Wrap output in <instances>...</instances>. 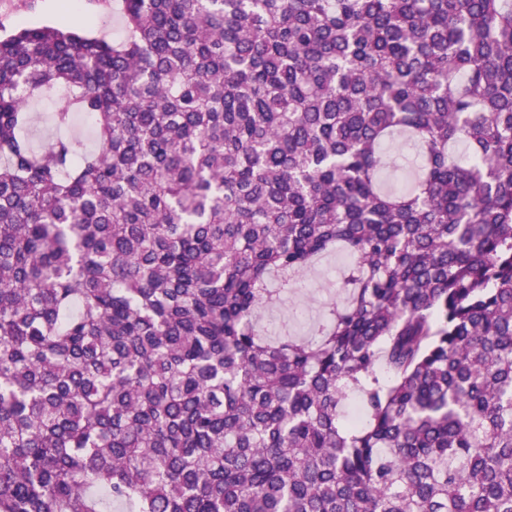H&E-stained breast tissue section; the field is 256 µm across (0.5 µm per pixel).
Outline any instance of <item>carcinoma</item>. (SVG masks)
<instances>
[{"instance_id":"obj_1","label":"carcinoma","mask_w":512,"mask_h":512,"mask_svg":"<svg viewBox=\"0 0 512 512\" xmlns=\"http://www.w3.org/2000/svg\"><path fill=\"white\" fill-rule=\"evenodd\" d=\"M119 6L0 38V512H512V0ZM67 96L63 97L62 90H57L43 101L35 102L31 105L32 114L37 118L30 129V135L37 146L47 143L55 134L48 123L45 121L50 112H54L59 106L63 105ZM404 138L396 137L388 149L397 159L396 167L388 170L383 177L384 186L392 191H406L410 180L413 181L417 172V166L406 157L404 151ZM343 256L341 250L335 249L318 259L311 269L302 274L299 288L282 305L261 311L259 324L268 328L270 336H276L274 334L283 323H288L292 336H309L322 306L329 301H344L336 280V268L346 261ZM296 309H303L304 317H293Z\"/></svg>"}]
</instances>
